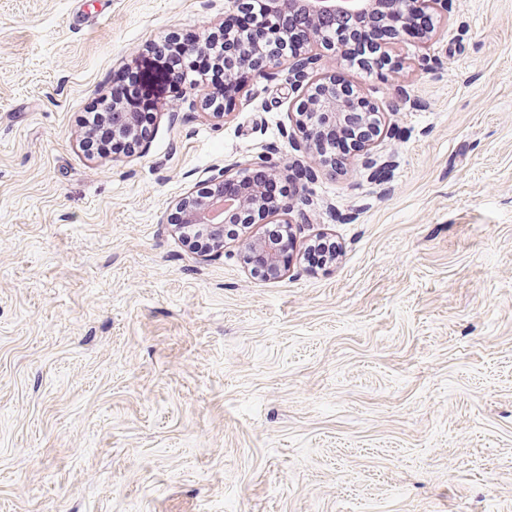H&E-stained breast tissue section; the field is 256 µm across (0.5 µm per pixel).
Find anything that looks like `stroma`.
<instances>
[{
  "instance_id": "1",
  "label": "stroma",
  "mask_w": 512,
  "mask_h": 512,
  "mask_svg": "<svg viewBox=\"0 0 512 512\" xmlns=\"http://www.w3.org/2000/svg\"><path fill=\"white\" fill-rule=\"evenodd\" d=\"M224 2L0 0V512H512V0H453L398 69L315 43L298 84L267 69L221 120L198 85L84 153L114 74ZM338 73L382 133L334 170L288 132ZM263 154L307 170L268 223L332 264L265 280L178 237V199Z\"/></svg>"
}]
</instances>
